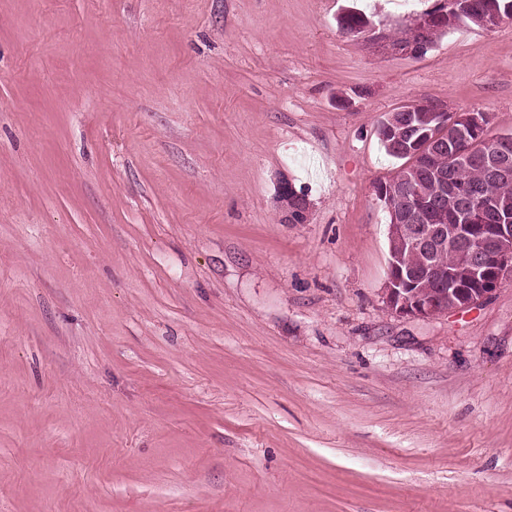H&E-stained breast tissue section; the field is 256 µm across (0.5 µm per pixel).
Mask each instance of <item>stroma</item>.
I'll list each match as a JSON object with an SVG mask.
<instances>
[{
    "label": "stroma",
    "instance_id": "35a3bbf8",
    "mask_svg": "<svg viewBox=\"0 0 512 512\" xmlns=\"http://www.w3.org/2000/svg\"><path fill=\"white\" fill-rule=\"evenodd\" d=\"M433 5L0 0V512H512V276L381 300V118L512 133V23ZM448 1H444L447 2L446 5L440 4L442 1H439L432 10L424 13L431 14L445 10L447 17L444 22H433L429 32L431 37H428L422 45L415 49L416 53L414 52L413 56L425 55L433 43V38L448 29L468 24L491 28L503 22H512V0H462L459 2L462 7L458 13L448 9Z\"/></svg>",
    "mask_w": 512,
    "mask_h": 512
}]
</instances>
